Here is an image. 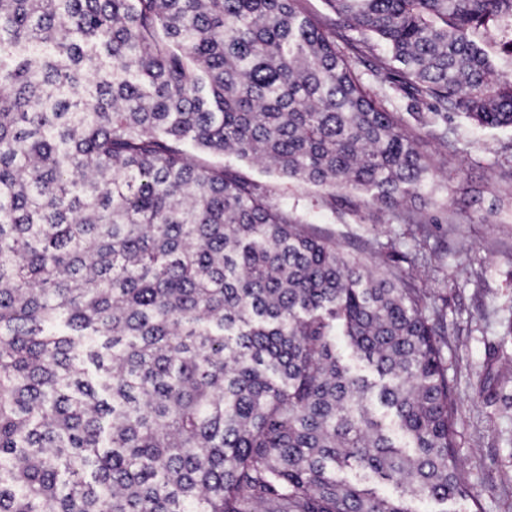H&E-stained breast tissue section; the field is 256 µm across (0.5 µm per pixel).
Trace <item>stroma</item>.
Segmentation results:
<instances>
[{"mask_svg":"<svg viewBox=\"0 0 512 512\" xmlns=\"http://www.w3.org/2000/svg\"><path fill=\"white\" fill-rule=\"evenodd\" d=\"M438 167L424 196L403 200L406 220H378L357 192L329 196L233 154L220 161L297 208L309 232L364 262H380L441 309L456 453L481 512H512V131L449 113L448 131L415 130Z\"/></svg>","mask_w":512,"mask_h":512,"instance_id":"stroma-1","label":"stroma"}]
</instances>
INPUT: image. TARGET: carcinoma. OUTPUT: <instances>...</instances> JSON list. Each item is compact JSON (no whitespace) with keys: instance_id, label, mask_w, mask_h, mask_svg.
<instances>
[{"instance_id":"1","label":"carcinoma","mask_w":512,"mask_h":512,"mask_svg":"<svg viewBox=\"0 0 512 512\" xmlns=\"http://www.w3.org/2000/svg\"><path fill=\"white\" fill-rule=\"evenodd\" d=\"M324 2L344 50L297 0H0V512H480L440 311L209 157L399 219L436 169L356 64L512 128V0ZM479 38L483 40V47L489 56L495 61L499 70H510L512 69V58L503 53L501 49L502 34L498 32H492V35L485 38L484 35H479Z\"/></svg>"}]
</instances>
